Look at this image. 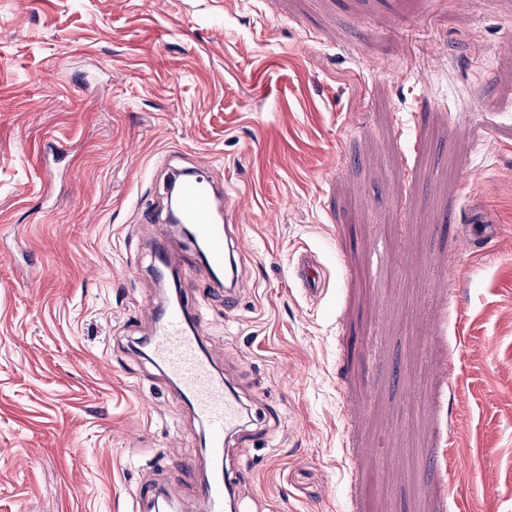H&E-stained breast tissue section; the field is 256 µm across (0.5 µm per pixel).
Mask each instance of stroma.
I'll use <instances>...</instances> for the list:
<instances>
[{"instance_id":"obj_1","label":"stroma","mask_w":512,"mask_h":512,"mask_svg":"<svg viewBox=\"0 0 512 512\" xmlns=\"http://www.w3.org/2000/svg\"><path fill=\"white\" fill-rule=\"evenodd\" d=\"M200 161L244 212L235 308L179 276L237 512H512V0H0V512H198L142 342ZM297 264L302 266L303 275L300 284L306 292L317 291L323 286V280L318 265L313 260L312 253L306 251L299 254Z\"/></svg>"}]
</instances>
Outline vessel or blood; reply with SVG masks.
I'll use <instances>...</instances> for the list:
<instances>
[{"label":"vessel or blood","mask_w":512,"mask_h":512,"mask_svg":"<svg viewBox=\"0 0 512 512\" xmlns=\"http://www.w3.org/2000/svg\"><path fill=\"white\" fill-rule=\"evenodd\" d=\"M208 170L209 165L204 162L180 179L182 218L203 245L207 263L215 272L223 274L224 299L232 304L245 283L230 249V226L213 220L215 190ZM297 263L303 269L302 288L308 292L322 288L323 280L312 253L299 254ZM149 351L153 361L177 382L204 423L211 454L222 456L229 436L241 425L242 406L223 379L213 373L202 349V338L188 321L185 305L171 304L161 309L149 338ZM233 486L229 473L211 478L199 489V512H234Z\"/></svg>","instance_id":"obj_1"}]
</instances>
